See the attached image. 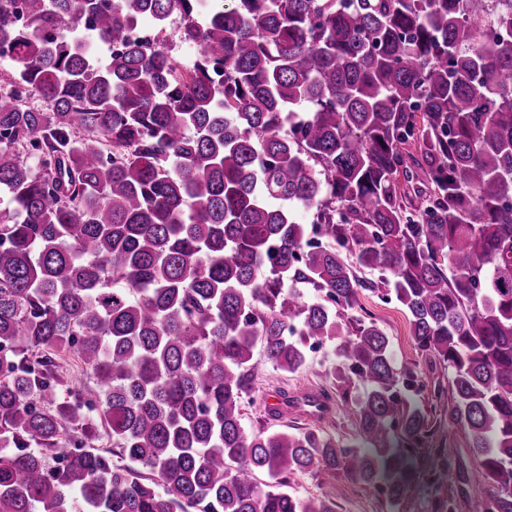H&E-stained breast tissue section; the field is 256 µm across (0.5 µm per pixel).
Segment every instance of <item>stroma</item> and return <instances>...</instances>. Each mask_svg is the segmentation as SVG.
Masks as SVG:
<instances>
[{
    "instance_id": "stroma-1",
    "label": "stroma",
    "mask_w": 512,
    "mask_h": 512,
    "mask_svg": "<svg viewBox=\"0 0 512 512\" xmlns=\"http://www.w3.org/2000/svg\"><path fill=\"white\" fill-rule=\"evenodd\" d=\"M360 302L387 332L396 366L415 368L425 384L423 391L407 393L410 402L426 408L433 431L429 442L414 453L419 476L408 499L397 507L389 503L383 491L373 489L340 470L297 476L291 483L292 492L305 498L336 487V512H467L469 499L488 491L489 485L469 452L467 434L457 430L445 431L442 424L448 400L437 397L434 386L447 384V368L416 349L408 317L399 305L382 302L367 291L361 294ZM324 356L321 350L309 353L308 368L288 374L273 370L262 354H255V401L244 407L246 426L274 431L295 422L324 430L336 440L350 441L356 432L355 420L344 410L340 398H333L330 413L320 419L301 413L274 416L268 411L270 403L279 394L326 389L327 381L316 374Z\"/></svg>"
}]
</instances>
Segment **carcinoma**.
I'll use <instances>...</instances> for the list:
<instances>
[{
  "mask_svg": "<svg viewBox=\"0 0 512 512\" xmlns=\"http://www.w3.org/2000/svg\"><path fill=\"white\" fill-rule=\"evenodd\" d=\"M214 4L0 0V512H336L288 488L338 469L400 505L425 385L365 291L451 370L468 507L512 512V0ZM174 12L189 68L127 38ZM327 342L353 442L246 428L256 346Z\"/></svg>",
  "mask_w": 512,
  "mask_h": 512,
  "instance_id": "1",
  "label": "carcinoma"
}]
</instances>
